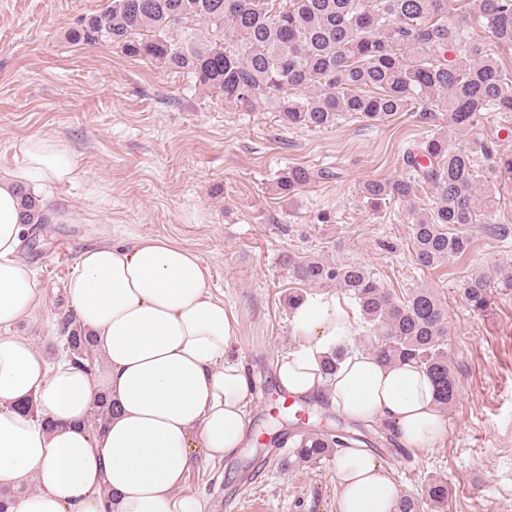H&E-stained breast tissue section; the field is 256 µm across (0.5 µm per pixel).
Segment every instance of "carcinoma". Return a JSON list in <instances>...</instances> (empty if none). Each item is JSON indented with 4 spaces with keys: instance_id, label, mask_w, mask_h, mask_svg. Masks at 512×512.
<instances>
[{
    "instance_id": "cac0c4a2",
    "label": "carcinoma",
    "mask_w": 512,
    "mask_h": 512,
    "mask_svg": "<svg viewBox=\"0 0 512 512\" xmlns=\"http://www.w3.org/2000/svg\"><path fill=\"white\" fill-rule=\"evenodd\" d=\"M109 0L102 16L83 15L68 32L75 44L111 43L128 57L181 72L229 104L267 105L284 124L325 129L341 119L385 122L401 112H446L449 127L472 147L449 146L435 133L406 156L396 179L365 182L371 204L410 201L427 193L431 207L413 211L411 242L416 263L435 269L469 254L470 225L493 207L481 184L490 171L512 167V156L474 138L481 112H512V77L493 49L473 39V23L498 47L512 48V0ZM310 173L292 167L280 177L289 194ZM19 194L29 223L48 221L40 200L24 186ZM295 280L336 283L353 300L380 363L410 362L436 388L440 407L455 403L458 382L448 364V310L430 288L399 298L360 264L288 262ZM512 292V274L466 280L461 293L470 310H488L496 291ZM71 360L89 368L93 340L62 318ZM368 440L343 426L292 441L296 458L316 462ZM424 496L442 508L448 484L432 479Z\"/></svg>"
}]
</instances>
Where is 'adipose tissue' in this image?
Returning a JSON list of instances; mask_svg holds the SVG:
<instances>
[{"label":"adipose tissue","instance_id":"obj_1","mask_svg":"<svg viewBox=\"0 0 512 512\" xmlns=\"http://www.w3.org/2000/svg\"><path fill=\"white\" fill-rule=\"evenodd\" d=\"M75 173L68 149L42 136L18 140L0 161V489L20 492L10 512H203L180 488L196 453L222 459L243 444L250 393L230 355L237 316L194 252L154 236L82 250L67 292L103 360L96 372L49 363L7 332L41 302L36 273L19 257L27 226L17 184L59 186ZM358 318L347 297H306L292 314L296 343L275 363L277 385L326 396L351 420L389 421L406 447L438 445L446 419L415 365L351 351L325 374L324 355L349 343ZM102 395L114 407L94 429ZM335 471L338 512H395L400 488L370 453L345 449Z\"/></svg>","mask_w":512,"mask_h":512}]
</instances>
